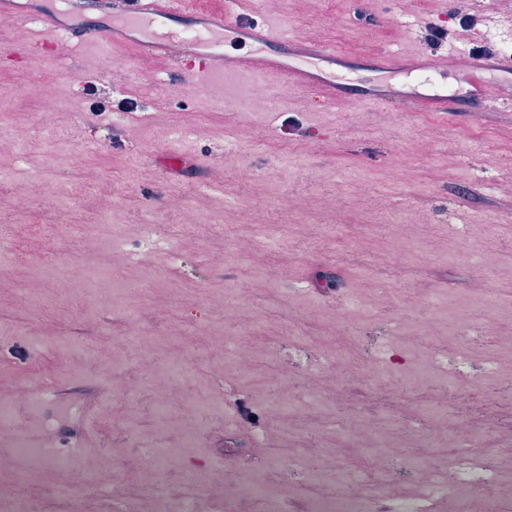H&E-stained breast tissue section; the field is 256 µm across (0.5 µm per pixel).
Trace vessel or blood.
Masks as SVG:
<instances>
[{"label":"vessel or blood","mask_w":512,"mask_h":512,"mask_svg":"<svg viewBox=\"0 0 512 512\" xmlns=\"http://www.w3.org/2000/svg\"><path fill=\"white\" fill-rule=\"evenodd\" d=\"M238 0H225L220 13L197 12L183 0H79L76 10L84 21L70 24L57 8L40 11L20 0H0V11L25 19L38 15L51 41L67 45L80 39L107 47H129L138 55L166 57L194 83L222 81L229 96H236L241 81L251 75L285 76L293 83L325 92L329 99L355 94L350 85L321 72V65L346 62L345 53L330 44H303L279 34L268 24L237 15ZM248 45L247 55H224L225 43ZM512 76V54L473 59L467 63L471 88L467 96L436 89L428 93L407 91L391 82L358 93L369 103H385L397 112H428L438 116H468L492 112L502 99L493 83L482 80V73Z\"/></svg>","instance_id":"obj_1"}]
</instances>
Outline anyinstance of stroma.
Masks as SVG:
<instances>
[{
    "mask_svg": "<svg viewBox=\"0 0 512 512\" xmlns=\"http://www.w3.org/2000/svg\"><path fill=\"white\" fill-rule=\"evenodd\" d=\"M239 11L357 58H434L429 24L461 51L492 38L512 52V0H242ZM461 11L478 20L463 42ZM44 34L33 21L0 26V168L16 172L0 186V238L17 254L0 266V403L18 412L0 426V512L20 497L34 512L112 500L182 512L188 474L193 512H265L240 495L247 478L296 512L307 496H362L377 481L452 512L458 442L478 423L485 447L512 437L496 425L512 415V110L395 112L270 76L275 109L244 120L221 82L180 84L169 60L128 48L53 52L38 47ZM112 56L127 63L117 77ZM35 77L55 85L51 119L24 92ZM175 85L180 96L166 95ZM124 99L138 110L121 111ZM174 149L207 179L164 172ZM352 302L363 318L349 319ZM455 312L486 323L484 336L449 335ZM460 358L468 376L452 388ZM22 439L71 468L18 457ZM380 440L401 470L379 468ZM63 479L79 495L62 498Z\"/></svg>",
    "mask_w": 512,
    "mask_h": 512,
    "instance_id": "obj_1",
    "label": "stroma"
}]
</instances>
